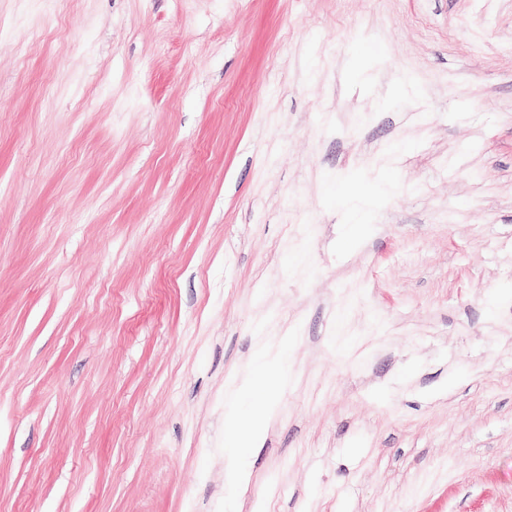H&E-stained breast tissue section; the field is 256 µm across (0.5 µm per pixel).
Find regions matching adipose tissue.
<instances>
[{"label": "adipose tissue", "mask_w": 512, "mask_h": 512, "mask_svg": "<svg viewBox=\"0 0 512 512\" xmlns=\"http://www.w3.org/2000/svg\"><path fill=\"white\" fill-rule=\"evenodd\" d=\"M253 364L252 375L246 376L240 388L225 399L230 413L234 414L247 408L253 414L244 435L228 437L224 442V479L234 484L246 479L250 451L263 442L269 423L276 413L273 398L257 400L258 386L268 381L276 389L283 391L287 389L290 380L287 358L271 357L266 346L261 345L256 348Z\"/></svg>", "instance_id": "obj_1"}]
</instances>
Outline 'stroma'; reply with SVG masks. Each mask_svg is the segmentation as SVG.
Masks as SVG:
<instances>
[{"instance_id":"stroma-1","label":"stroma","mask_w":512,"mask_h":512,"mask_svg":"<svg viewBox=\"0 0 512 512\" xmlns=\"http://www.w3.org/2000/svg\"><path fill=\"white\" fill-rule=\"evenodd\" d=\"M228 499L512 512V0H0V512ZM253 375L246 376L240 388L230 396L225 395V406L229 407L231 414H235L244 408L251 410L253 417L249 428L244 435L228 437L224 442V480L229 483H241L248 474V456L251 448L258 447L264 440L268 426L275 416V400L268 397L261 402L256 400L257 387L267 379L266 387L271 390V385L277 390L288 389L290 380L288 360L285 356L270 357V350L259 345L253 354Z\"/></svg>"}]
</instances>
